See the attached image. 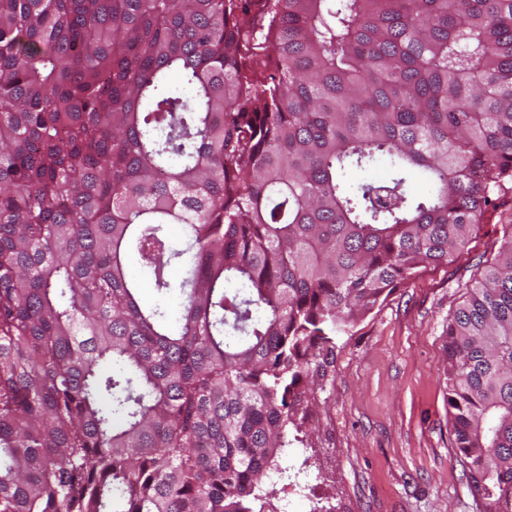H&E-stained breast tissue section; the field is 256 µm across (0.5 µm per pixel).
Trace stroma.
<instances>
[{
	"mask_svg": "<svg viewBox=\"0 0 512 512\" xmlns=\"http://www.w3.org/2000/svg\"><path fill=\"white\" fill-rule=\"evenodd\" d=\"M510 224L512 189L453 261L419 269L336 336L269 473L265 512H484L455 455L446 330Z\"/></svg>",
	"mask_w": 512,
	"mask_h": 512,
	"instance_id": "1",
	"label": "stroma"
}]
</instances>
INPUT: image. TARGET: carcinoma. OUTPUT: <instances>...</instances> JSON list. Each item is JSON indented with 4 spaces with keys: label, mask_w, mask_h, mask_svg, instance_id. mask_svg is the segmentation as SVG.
<instances>
[{
    "label": "carcinoma",
    "mask_w": 512,
    "mask_h": 512,
    "mask_svg": "<svg viewBox=\"0 0 512 512\" xmlns=\"http://www.w3.org/2000/svg\"><path fill=\"white\" fill-rule=\"evenodd\" d=\"M508 183L512 0H0V512H264L323 351ZM447 355L512 512V235Z\"/></svg>",
    "instance_id": "obj_1"
}]
</instances>
